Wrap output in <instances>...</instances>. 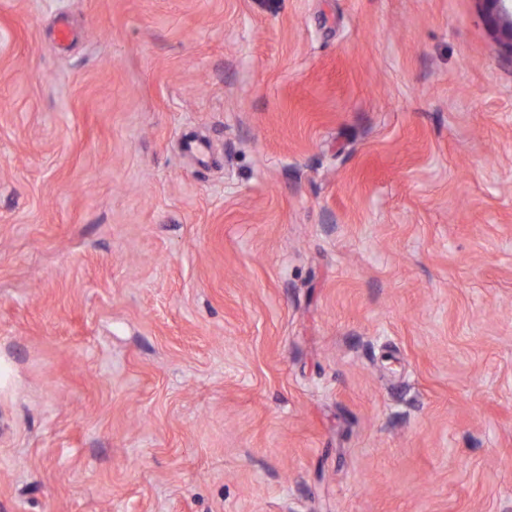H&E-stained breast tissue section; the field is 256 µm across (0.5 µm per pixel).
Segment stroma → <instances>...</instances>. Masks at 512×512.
Masks as SVG:
<instances>
[{"label":"stroma","mask_w":512,"mask_h":512,"mask_svg":"<svg viewBox=\"0 0 512 512\" xmlns=\"http://www.w3.org/2000/svg\"><path fill=\"white\" fill-rule=\"evenodd\" d=\"M0 360V512H512L481 0H0Z\"/></svg>","instance_id":"obj_1"}]
</instances>
